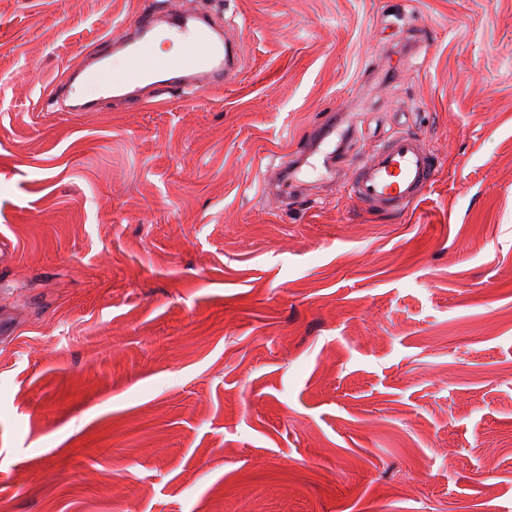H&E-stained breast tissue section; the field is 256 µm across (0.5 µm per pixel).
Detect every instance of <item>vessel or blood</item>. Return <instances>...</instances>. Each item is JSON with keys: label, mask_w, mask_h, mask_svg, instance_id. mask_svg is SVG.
Segmentation results:
<instances>
[{"label": "vessel or blood", "mask_w": 512, "mask_h": 512, "mask_svg": "<svg viewBox=\"0 0 512 512\" xmlns=\"http://www.w3.org/2000/svg\"><path fill=\"white\" fill-rule=\"evenodd\" d=\"M178 36L194 55L178 59H154L150 48L157 36ZM123 55L143 62L139 85H117L108 78V60ZM241 64L239 44L224 38L213 16L205 11L144 8L120 33L107 36L99 53L84 57L69 74L70 81L97 84L108 99L141 103L157 91L188 93L204 87H220ZM437 161L420 138L403 132L375 145L351 177L350 191L364 207L391 214L404 212L431 184Z\"/></svg>", "instance_id": "vessel-or-blood-1"}]
</instances>
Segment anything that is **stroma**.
<instances>
[{
    "instance_id": "stroma-1",
    "label": "stroma",
    "mask_w": 512,
    "mask_h": 512,
    "mask_svg": "<svg viewBox=\"0 0 512 512\" xmlns=\"http://www.w3.org/2000/svg\"><path fill=\"white\" fill-rule=\"evenodd\" d=\"M148 2L0 0V512H512V0H166L239 76L61 111ZM437 161L420 138L401 132L375 145L351 177L350 191L364 207L400 214L431 184Z\"/></svg>"
}]
</instances>
